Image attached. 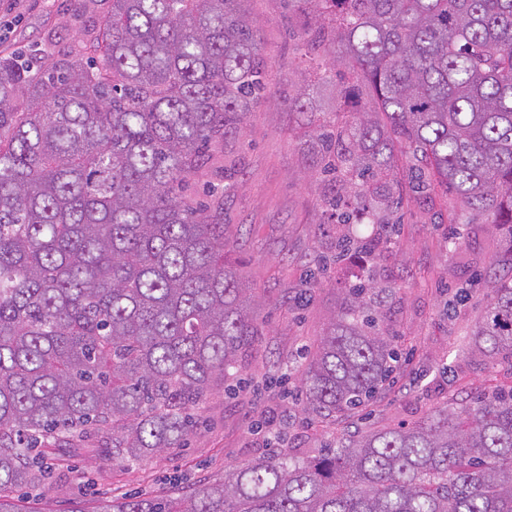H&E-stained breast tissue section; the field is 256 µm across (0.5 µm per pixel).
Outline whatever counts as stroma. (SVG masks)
Instances as JSON below:
<instances>
[{"label": "stroma", "mask_w": 512, "mask_h": 512, "mask_svg": "<svg viewBox=\"0 0 512 512\" xmlns=\"http://www.w3.org/2000/svg\"><path fill=\"white\" fill-rule=\"evenodd\" d=\"M269 62L266 100L258 105L245 134L229 151L241 163L235 178L218 182L224 221L241 226L233 257L244 276L260 288L261 315L268 333L242 358L248 390L211 399L204 422L186 448L142 462L115 466L86 456L71 458L24 503L26 512H65L71 502L107 495L152 496L288 449L306 456L321 443L342 436L341 427L307 419L300 395H273L270 377L300 362L318 336L341 290L357 282L367 260L355 256L331 269L304 305L294 304L305 270L320 253L333 252L335 238L325 226L324 197L331 185L311 172L302 153L304 127L290 104L300 84L317 91L306 106L314 118L336 109V85L349 74L335 46L331 81H319L307 55L315 30L306 0H250ZM108 9L106 0H0V51L19 54L39 48L54 54L74 49ZM455 194L433 201L405 198L394 212L399 233L378 260L382 282L394 286V340L406 355L409 373L366 413L356 426L377 430L419 420L432 409L471 398L476 392L512 385V368L491 357L472 355V332L487 296L481 279L492 262L504 261L501 229L485 218L460 220ZM464 302H457L459 293Z\"/></svg>", "instance_id": "obj_1"}]
</instances>
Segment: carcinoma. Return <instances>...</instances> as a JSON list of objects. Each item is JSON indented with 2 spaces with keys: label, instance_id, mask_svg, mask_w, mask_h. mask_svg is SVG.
Instances as JSON below:
<instances>
[{
  "label": "carcinoma",
  "instance_id": "carcinoma-1",
  "mask_svg": "<svg viewBox=\"0 0 512 512\" xmlns=\"http://www.w3.org/2000/svg\"><path fill=\"white\" fill-rule=\"evenodd\" d=\"M308 53L335 44L348 111L309 123L334 179L327 225L342 258L351 221L380 226L408 188L452 189L512 250V0H305ZM247 0H111L95 33L57 60L0 53V512L38 488L44 460L91 451L114 465L181 448L207 396L263 335L255 288L227 258L230 141L266 94ZM370 98L373 107H362ZM327 259L314 258L309 288ZM475 346L512 366V274L488 276ZM386 289L343 290L297 375L303 409L343 422L395 383ZM111 443L89 449L86 441ZM89 512H512V386L362 432L284 450L158 496Z\"/></svg>",
  "mask_w": 512,
  "mask_h": 512
}]
</instances>
